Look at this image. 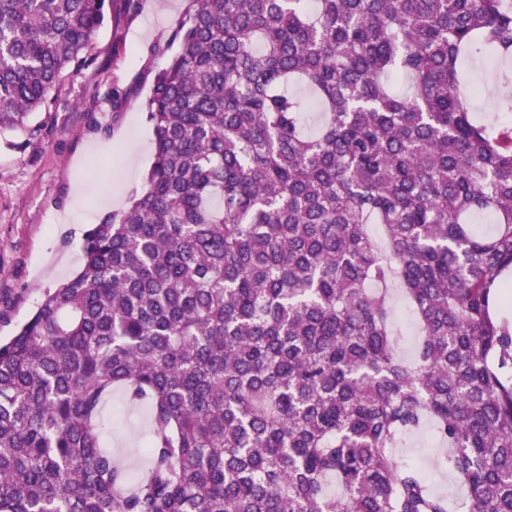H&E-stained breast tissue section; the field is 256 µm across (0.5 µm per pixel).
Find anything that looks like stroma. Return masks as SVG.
I'll return each instance as SVG.
<instances>
[{
    "instance_id": "obj_1",
    "label": "stroma",
    "mask_w": 512,
    "mask_h": 512,
    "mask_svg": "<svg viewBox=\"0 0 512 512\" xmlns=\"http://www.w3.org/2000/svg\"><path fill=\"white\" fill-rule=\"evenodd\" d=\"M186 8L185 0H139L127 9L112 0L92 40L91 65L68 71L51 93L48 111L33 118L35 133L0 135V337L11 336L46 289L81 268L84 233L117 212V198L142 190L153 158L146 104L166 58L160 53ZM84 188L73 196V184ZM121 392L104 404L110 443L141 467L136 432L141 409L122 410ZM441 449L421 429L398 450L451 497L464 489L438 469Z\"/></svg>"
}]
</instances>
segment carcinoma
Listing matches in <instances>:
<instances>
[{
	"label": "carcinoma",
	"mask_w": 512,
	"mask_h": 512,
	"mask_svg": "<svg viewBox=\"0 0 512 512\" xmlns=\"http://www.w3.org/2000/svg\"><path fill=\"white\" fill-rule=\"evenodd\" d=\"M106 2L0 0V134ZM172 40L143 190L0 340V512H512V126L459 78L512 58V0H188ZM114 390L147 411L136 476ZM427 422L458 501L396 454ZM501 65L504 64L491 55L474 54L473 57L467 56L462 69L463 78L467 80L473 77L474 71L478 69L487 71L490 79L493 77L495 70ZM502 93V89L499 87L495 88L489 83L488 91L470 102L471 109L475 113L474 115L486 123L493 121L512 123V112H500V108L495 107V100ZM487 115H491L492 118L488 119ZM123 395L120 391H114L112 396L104 404V412L109 415L110 443L114 451L132 467L142 466V460L136 452V432L145 424V411L134 409L131 411L117 412L116 407L123 405Z\"/></svg>",
	"instance_id": "carcinoma-1"
}]
</instances>
